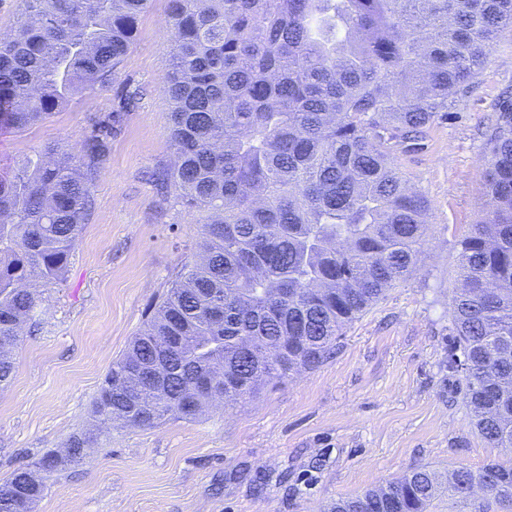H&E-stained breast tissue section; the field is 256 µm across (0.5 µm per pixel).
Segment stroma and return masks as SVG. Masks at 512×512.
I'll use <instances>...</instances> for the list:
<instances>
[{"instance_id": "stroma-1", "label": "stroma", "mask_w": 512, "mask_h": 512, "mask_svg": "<svg viewBox=\"0 0 512 512\" xmlns=\"http://www.w3.org/2000/svg\"><path fill=\"white\" fill-rule=\"evenodd\" d=\"M168 0H152L132 48L106 83L42 123L0 130V172L45 146H79L90 120L123 113L93 182V206L61 280L39 288L33 329L0 388V483L93 424L92 405L113 362L191 261L199 214L153 171L171 161ZM512 97V30L500 32L473 90L457 99L421 148L396 163L428 200L416 271L351 323L333 353L231 405L151 428L113 424L83 461L47 474L35 512H326L339 498L411 469L479 470L512 452L471 428L450 361L451 298L460 241L482 217L488 135Z\"/></svg>"}]
</instances>
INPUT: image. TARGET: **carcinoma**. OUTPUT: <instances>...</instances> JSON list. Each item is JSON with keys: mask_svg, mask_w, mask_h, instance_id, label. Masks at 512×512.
<instances>
[{"mask_svg": "<svg viewBox=\"0 0 512 512\" xmlns=\"http://www.w3.org/2000/svg\"><path fill=\"white\" fill-rule=\"evenodd\" d=\"M149 0H21L0 40V128L48 119L105 82ZM164 90L172 162L158 174L201 214L195 259L106 373L102 424L191 419L321 363L343 330L416 269L428 203L394 153L448 117L480 74L512 0H170ZM91 119L79 151L52 145L0 176V387L38 283L58 280L93 204L120 113ZM487 208L463 235L452 300L451 362L471 425L512 448V100L488 141ZM210 377L205 389L198 380ZM46 452L0 486V512H29L40 473L83 458ZM512 505V465L414 470L341 498L327 512H427L438 496Z\"/></svg>", "mask_w": 512, "mask_h": 512, "instance_id": "cac0c4a2", "label": "carcinoma"}]
</instances>
